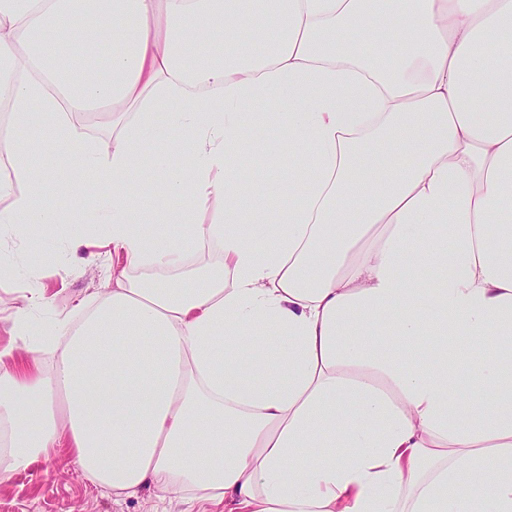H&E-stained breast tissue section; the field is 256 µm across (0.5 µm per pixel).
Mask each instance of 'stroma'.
Returning a JSON list of instances; mask_svg holds the SVG:
<instances>
[{
  "instance_id": "obj_1",
  "label": "stroma",
  "mask_w": 512,
  "mask_h": 512,
  "mask_svg": "<svg viewBox=\"0 0 512 512\" xmlns=\"http://www.w3.org/2000/svg\"><path fill=\"white\" fill-rule=\"evenodd\" d=\"M88 221L83 207L70 204L63 223L36 237L0 230V255L10 258L18 268L15 279L0 282L1 349L12 341L6 319L31 289H44L49 300L33 317L41 330L51 328L65 315L79 321L97 302L101 285L112 272L110 248L102 246L96 236L78 250L66 247L78 227ZM165 507L151 490L116 500L111 491L90 485L63 452L0 479V512H164Z\"/></svg>"
}]
</instances>
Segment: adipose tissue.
I'll use <instances>...</instances> for the list:
<instances>
[{"instance_id":"obj_1","label":"adipose tissue","mask_w":512,"mask_h":512,"mask_svg":"<svg viewBox=\"0 0 512 512\" xmlns=\"http://www.w3.org/2000/svg\"><path fill=\"white\" fill-rule=\"evenodd\" d=\"M366 2L0 0V96L34 131L0 141V193L25 187L0 226L58 222L49 148L93 173L55 197L116 258L53 371L44 292L9 316L0 473L63 447L92 486L214 512H512V0ZM99 109L104 154L72 123ZM288 153L314 176L281 209L263 175ZM142 184L190 224L147 232ZM211 242L218 275L164 285Z\"/></svg>"}]
</instances>
